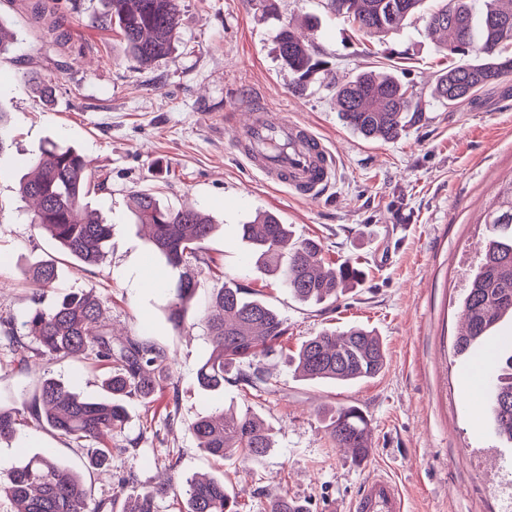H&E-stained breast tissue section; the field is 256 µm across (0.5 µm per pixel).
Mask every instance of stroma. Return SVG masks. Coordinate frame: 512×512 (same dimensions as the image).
<instances>
[{
	"label": "stroma",
	"instance_id": "1",
	"mask_svg": "<svg viewBox=\"0 0 512 512\" xmlns=\"http://www.w3.org/2000/svg\"><path fill=\"white\" fill-rule=\"evenodd\" d=\"M276 4L269 13L257 0H181L172 51L141 67L118 28L95 24L101 0H46L39 19L31 0H0V25L14 35L0 56V110L8 114L0 134V315L18 320L34 298L49 305L62 293L90 290L116 335L149 341L169 357L155 396L127 399L124 429L76 444L45 425L21 427L0 443V472L50 453L81 474L90 506L103 512H123L121 481L131 473L145 487L166 475L179 485L203 475L224 479L240 512H268L279 494L311 512H349L376 471L396 480L409 512H512V446L493 435L474 368L455 353L467 276L483 250L484 215L512 181V78L449 106L433 88L449 63L463 58L448 56L429 34L425 13L369 38L331 13L327 0ZM57 16L65 19L66 37L48 29ZM286 24L313 39L328 63L301 87L277 51ZM386 66L411 93L416 113L396 140H367L340 121L335 88ZM31 72L51 86L50 97L27 81ZM258 102L309 124L336 155V180L320 199L305 201L267 183L234 148L226 117ZM49 141L86 155L98 177L88 201L112 226L98 263L66 255L34 230L31 207L17 193ZM138 191L196 208L217 226L200 253L209 269L187 308V328L170 321L171 272L151 251L147 228L135 222L130 198ZM259 211L277 214L295 236L319 239L327 258L357 263L363 282L332 304L297 301L256 267L241 239L242 224ZM49 259L58 280L42 289L26 271ZM229 282L258 293L286 319L288 351L324 330L364 325L383 341L384 370L353 384L305 381L272 356L257 387L229 380L203 391L197 370L210 346L200 312ZM107 374L79 357L23 368L0 340L4 409L33 400L47 376L100 398ZM341 405L360 407L370 421L363 462L336 448L326 430L325 412ZM222 408L271 426L275 446L260 465L221 462L199 450L191 423ZM102 443L112 450L106 474L91 465Z\"/></svg>",
	"mask_w": 512,
	"mask_h": 512
}]
</instances>
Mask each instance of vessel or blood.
I'll list each match as a JSON object with an SVG mask.
<instances>
[{"label": "vessel or blood", "mask_w": 512, "mask_h": 512, "mask_svg": "<svg viewBox=\"0 0 512 512\" xmlns=\"http://www.w3.org/2000/svg\"><path fill=\"white\" fill-rule=\"evenodd\" d=\"M236 122L234 145L271 184L304 200L321 198L333 184L335 157L311 126L287 117L272 118L267 107H246ZM351 512H407L399 484L377 473L367 478Z\"/></svg>", "instance_id": "1"}]
</instances>
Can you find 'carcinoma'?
Masks as SVG:
<instances>
[{
    "instance_id": "carcinoma-1",
    "label": "carcinoma",
    "mask_w": 512,
    "mask_h": 512,
    "mask_svg": "<svg viewBox=\"0 0 512 512\" xmlns=\"http://www.w3.org/2000/svg\"><path fill=\"white\" fill-rule=\"evenodd\" d=\"M98 25L119 27L132 59L146 67L167 56L173 48L179 23L180 0H103ZM424 0H327L329 9L351 22L363 34L387 33L414 15ZM433 33L446 32L444 44L453 55L465 47L475 49L483 62L456 65L442 74L434 96L443 103L458 104L493 82L512 76V0H441L427 18ZM279 57L303 80L325 64L313 42L286 26L277 35ZM339 117L364 138L396 139L411 110L408 89L392 73L367 71L336 85ZM31 175L19 184L21 196L34 203L33 228L49 235L76 259L95 264L112 235L97 212L88 210L86 199L91 179L85 157L76 149L49 142L33 161ZM138 223L149 227L148 240L178 277L173 285L170 319L185 327L187 305L194 299L201 271L191 267L212 233L214 224L193 208L171 209L149 192L132 194ZM487 236L484 255L469 278L462 301L465 334L455 348L468 357L475 344L490 335L500 320L512 316V181L502 187L497 201L484 218ZM242 240L256 262L276 276L294 298L322 304L337 298L343 289L361 282L362 270L351 261L328 262L321 245L313 239H296L287 224L269 211L241 225ZM33 281L52 286L57 278L51 261L32 266ZM209 356L197 371L205 391L224 388L231 371L236 380L255 386L263 380L260 362L273 355L287 339L288 325L266 301L250 295L240 285L220 288L204 309ZM19 351L18 364L32 359L50 361L59 356L85 354L113 367L104 387L108 397L86 399L63 382L45 378L27 415L0 410V440L13 438L21 422L45 423L60 436L78 443L98 438L128 423L123 398H149L163 371L164 350L134 338L112 336L99 300L90 292L64 296L55 306L39 302L19 323L0 318V326ZM481 370L491 371L487 405L494 433L512 444V352L490 346L479 358ZM288 364L305 380L355 382L377 376L385 367L386 350L376 332L362 326L343 331L325 330L304 341ZM248 366L246 372L241 367ZM327 431L336 447L362 462L370 448L371 429L364 411L339 406L327 411ZM204 453L226 460L258 465L275 447L271 429L251 413L219 412L198 418L191 427ZM178 487L160 483L127 495L125 512H157V500ZM0 493L13 501L17 512H89L88 495L81 476L53 457L39 455L0 476ZM185 512H239L238 502L224 481L192 479L183 489ZM270 512H308L305 504L286 495L271 499Z\"/></svg>"
}]
</instances>
